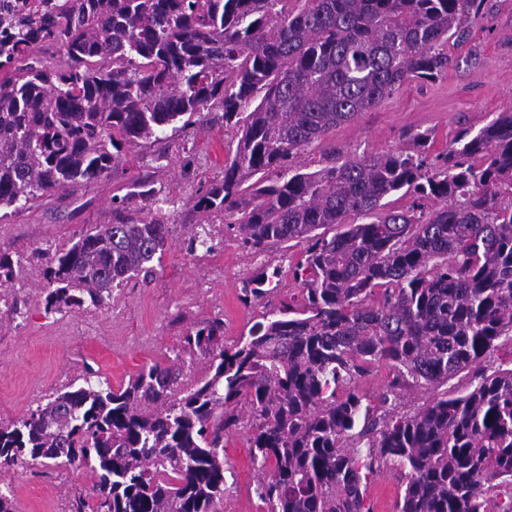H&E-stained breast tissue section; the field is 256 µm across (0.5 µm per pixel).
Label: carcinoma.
I'll return each instance as SVG.
<instances>
[{
    "label": "carcinoma",
    "instance_id": "1",
    "mask_svg": "<svg viewBox=\"0 0 512 512\" xmlns=\"http://www.w3.org/2000/svg\"><path fill=\"white\" fill-rule=\"evenodd\" d=\"M482 0H0V209L72 195L107 177L125 147L202 127L219 107L238 134L224 180L195 207L236 213L250 251L304 246L300 294L234 345L215 319L180 355L128 383H86L0 422V473L53 460L86 467L75 512H220L224 436L247 422L267 512H372L368 480L408 470L397 512H512V110L448 150L344 155L327 137L409 81L452 63L445 45ZM321 145L322 167L297 154ZM403 193L408 206L388 198ZM146 178L45 270V309L101 307L155 272L170 235ZM365 218L356 223L352 217ZM278 268L243 282L263 299ZM385 365L378 404L358 381ZM474 374L468 392L413 412L411 384ZM183 372L187 378L201 380L210 374L207 359L199 353L182 354Z\"/></svg>",
    "mask_w": 512,
    "mask_h": 512
}]
</instances>
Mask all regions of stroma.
<instances>
[{"instance_id":"obj_1","label":"stroma","mask_w":512,"mask_h":512,"mask_svg":"<svg viewBox=\"0 0 512 512\" xmlns=\"http://www.w3.org/2000/svg\"><path fill=\"white\" fill-rule=\"evenodd\" d=\"M448 42L454 64L435 81L404 84L390 98L338 127L329 139L348 154L385 153L406 145V133L430 130V153L446 150L465 128L480 129L512 108V0H484L478 19ZM209 128L178 131L158 144L126 149L110 176L69 198L47 197L0 218V252L15 259L13 280L0 288V422L16 420L48 396L83 385L88 375L112 388L126 384L143 366L179 350L188 331L221 319L224 341L233 343L259 321L265 305H278L296 284L287 268L302 246L255 253L224 232L225 218L205 216L194 204L200 185L221 182L228 150L236 146L224 114ZM151 176L168 202L167 248L153 278H134L113 289L104 307L84 305L67 313L46 311L42 288L47 262L92 225L112 221V197L125 194L138 177ZM205 224L217 243L212 252H189L190 228ZM282 268L280 284L264 302L244 306V280L265 267ZM249 433L230 434L224 445L221 512H267L257 498L259 471L249 454ZM403 471L382 467L367 487L373 512H396L405 489ZM83 469L35 462L0 474L14 512H72L89 492Z\"/></svg>"}]
</instances>
